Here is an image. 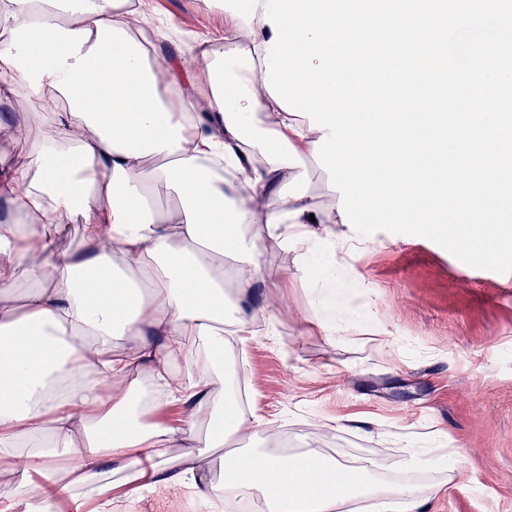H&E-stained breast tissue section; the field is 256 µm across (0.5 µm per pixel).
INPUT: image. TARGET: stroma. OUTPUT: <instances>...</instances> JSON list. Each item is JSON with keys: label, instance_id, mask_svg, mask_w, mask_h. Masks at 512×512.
Masks as SVG:
<instances>
[{"label": "stroma", "instance_id": "stroma-1", "mask_svg": "<svg viewBox=\"0 0 512 512\" xmlns=\"http://www.w3.org/2000/svg\"><path fill=\"white\" fill-rule=\"evenodd\" d=\"M146 3L148 22H171L186 40L224 33L210 0ZM260 264L254 299L279 318L272 328L255 319L237 368L253 385L249 406L269 421L262 436L433 483L441 474L407 468L401 446L441 430L474 486L449 488L428 512H512V273L471 267L421 236L376 232L339 288L388 336L334 343L304 320L315 285L298 255L270 246ZM329 416L347 427L326 428ZM108 496L111 512H225L179 489Z\"/></svg>", "mask_w": 512, "mask_h": 512}]
</instances>
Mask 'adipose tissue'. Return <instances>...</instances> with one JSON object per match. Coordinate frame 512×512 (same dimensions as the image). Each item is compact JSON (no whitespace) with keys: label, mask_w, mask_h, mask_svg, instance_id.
<instances>
[{"label":"adipose tissue","mask_w":512,"mask_h":512,"mask_svg":"<svg viewBox=\"0 0 512 512\" xmlns=\"http://www.w3.org/2000/svg\"><path fill=\"white\" fill-rule=\"evenodd\" d=\"M264 5L217 0V50L171 24L146 37L142 0H0V142L42 131L26 160L0 164V454L24 451L0 512L79 502L108 464L133 493L180 487L261 512H352L360 499L424 512L442 493L369 460L284 451L240 405L227 349L268 312L241 306L267 244L298 251L317 283L310 324L343 341L363 331L335 290L361 246L334 229L338 193L311 192L321 133L264 86ZM72 223L75 250L60 245ZM177 402L182 417L161 418ZM441 445L433 432L404 451L458 474Z\"/></svg>","instance_id":"adipose-tissue-1"}]
</instances>
